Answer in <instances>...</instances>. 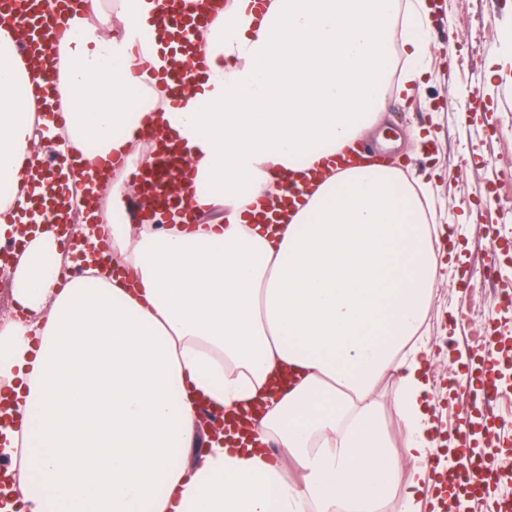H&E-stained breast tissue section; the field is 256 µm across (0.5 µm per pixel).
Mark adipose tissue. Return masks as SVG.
Returning <instances> with one entry per match:
<instances>
[{
    "label": "adipose tissue",
    "mask_w": 512,
    "mask_h": 512,
    "mask_svg": "<svg viewBox=\"0 0 512 512\" xmlns=\"http://www.w3.org/2000/svg\"><path fill=\"white\" fill-rule=\"evenodd\" d=\"M164 6L69 10L62 126L37 112L36 66L0 24V245L25 242L18 314L0 321V512H375L400 483L401 512H419L437 439L416 334L438 226L380 164L330 175L284 227L255 217L289 172L354 144L383 109L399 0H226L193 35L207 67L184 102L168 77L183 58L156 24ZM146 126L182 145L195 209L229 208L228 223L101 225L109 254L84 252L82 279L62 283L45 259L63 238L22 232L29 210L81 204V175L112 156L153 166ZM42 137L76 156L51 191ZM387 374L402 455L369 399ZM203 406L260 412L219 441L198 426Z\"/></svg>",
    "instance_id": "adipose-tissue-1"
}]
</instances>
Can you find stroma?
<instances>
[{
	"label": "stroma",
	"instance_id": "obj_1",
	"mask_svg": "<svg viewBox=\"0 0 512 512\" xmlns=\"http://www.w3.org/2000/svg\"><path fill=\"white\" fill-rule=\"evenodd\" d=\"M417 10L411 28H398L391 57L393 80L421 72L424 83L409 96L388 94L382 118L362 144L379 148L401 173H414L426 189L429 223L454 225L461 245L456 265L441 269L422 327L430 350L427 378L433 388V421L451 433L458 410L491 418V437L512 456V373L500 371L497 398L458 389L446 396L453 373L449 354L472 358L488 332L512 351V0H403ZM415 39L416 53L404 49ZM422 130L427 140L415 144ZM498 274L482 279L488 251ZM394 376H383L370 399L393 445L404 449L407 431L393 410Z\"/></svg>",
	"mask_w": 512,
	"mask_h": 512
}]
</instances>
